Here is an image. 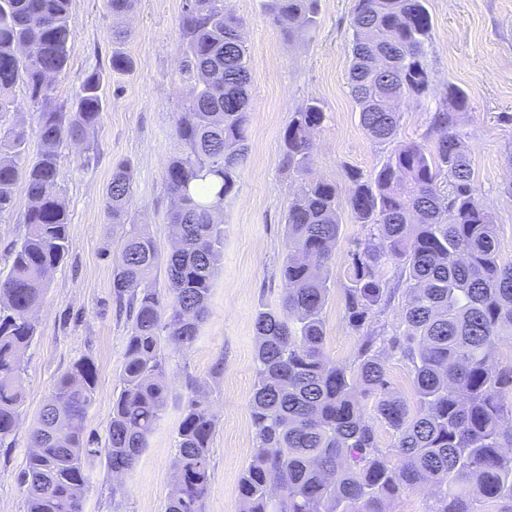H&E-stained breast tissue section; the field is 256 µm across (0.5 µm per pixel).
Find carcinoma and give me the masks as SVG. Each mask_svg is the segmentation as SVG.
Segmentation results:
<instances>
[{
	"instance_id": "carcinoma-1",
	"label": "carcinoma",
	"mask_w": 512,
	"mask_h": 512,
	"mask_svg": "<svg viewBox=\"0 0 512 512\" xmlns=\"http://www.w3.org/2000/svg\"><path fill=\"white\" fill-rule=\"evenodd\" d=\"M72 0H0V115L20 86L36 111L39 149L24 162L25 125L0 126V219L13 210L14 188L31 201L25 235L0 278V447H9L24 404L23 351L36 335L35 312L50 273L69 252L68 219L56 187L59 145L85 142L103 112L99 73L88 74L71 107L54 97L67 68L74 32ZM178 79L191 87L174 131L183 149L165 169L174 199V247L161 258L142 224L129 220L133 182L124 161L112 166L106 207L121 228V262L112 296L130 328L120 389L112 400L105 447L84 434L96 394V369L80 358L61 374L30 433L20 485L27 512H86L88 464L109 476L131 471L167 405L164 347L191 348L208 312L223 259L218 216L234 195L245 160L251 72L242 22L224 0H184ZM268 13L293 36L317 26L319 0H269ZM431 28L425 0H355L348 49V86L372 140L393 142L380 168L348 173L349 204L377 235L353 254L344 288L345 318L361 333L357 365L332 362L324 348L328 261L341 231L336 184L308 179L312 133L326 119L312 100L284 130L288 170L303 177L286 218V253L277 308L257 313L256 381L249 401L254 449L238 495L242 512H387L386 503L429 484L427 512H512V428L504 397L512 366L494 364L512 345V263L499 261L497 225L476 199L473 172L455 131L468 101L456 89L431 119V142L397 140L400 113L391 95L418 101L435 91L424 63ZM400 267L408 295L404 329L366 331L386 303L385 265ZM165 267L168 295L154 286ZM410 363L418 405L389 390L381 352ZM374 398L373 413L395 434L390 461L376 430L353 398L357 386ZM216 414L192 390L176 429L178 468L165 512H203L210 482Z\"/></svg>"
}]
</instances>
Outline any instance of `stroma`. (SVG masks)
Listing matches in <instances>:
<instances>
[{
	"label": "stroma",
	"instance_id": "stroma-1",
	"mask_svg": "<svg viewBox=\"0 0 512 512\" xmlns=\"http://www.w3.org/2000/svg\"><path fill=\"white\" fill-rule=\"evenodd\" d=\"M184 0H134L112 17L106 0H72L74 38L69 62L56 83L58 102L71 103L90 71L105 76V110L86 144L61 148L60 197L69 223V253L47 281L35 315L37 333L23 355V414L8 448H0V512H26L18 475L25 466L31 428L57 377L79 357L97 368L95 400L84 433L104 441L119 385L129 322L112 297V271L120 261L118 239L106 210V189L116 161L133 172L130 220L146 225L160 253L174 243L168 213L173 200L164 173L180 150L174 120L190 97L176 78ZM243 23L249 52V140L237 191L224 204V264L195 345L167 346L168 403L136 466L112 488L99 461H91L87 512H164L176 470L175 431L184 402L204 383L217 411L211 477L204 512H241L238 484L253 453L249 399L255 382L258 341L255 316L278 307L283 286L288 207L300 186L282 153L291 115L320 101L326 119L312 136V178L338 185L342 227L332 251L330 295L323 310L325 352L339 365L357 361L360 335L344 316V288L352 255L370 233L349 206L348 172L370 174L390 154L363 129L349 94L350 18L354 0H320L315 31L287 36L266 14L263 0H225ZM432 27L424 62L437 88L464 91L467 111L457 130L467 146L477 197L498 226L500 259L512 263V0H426ZM128 30L121 46L113 26ZM131 61L123 74L110 71L113 48ZM434 97L403 104L399 137L420 141L430 131ZM30 205L17 184L11 216L0 221V272L26 227ZM399 269L387 267L392 291L370 330L392 334L402 327L405 305Z\"/></svg>",
	"mask_w": 512,
	"mask_h": 512
}]
</instances>
